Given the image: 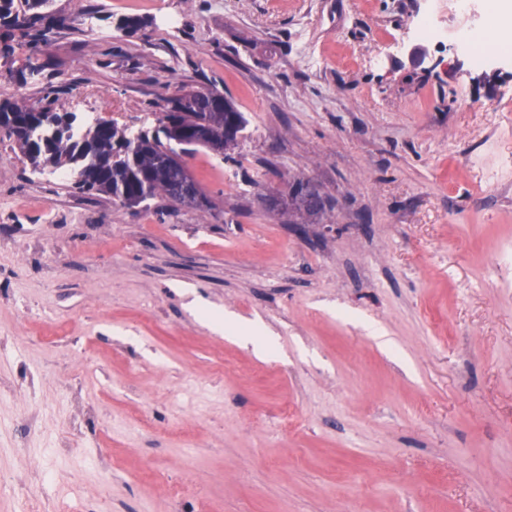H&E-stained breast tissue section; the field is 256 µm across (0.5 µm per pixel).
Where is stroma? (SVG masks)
Returning a JSON list of instances; mask_svg holds the SVG:
<instances>
[{
  "instance_id": "stroma-1",
  "label": "stroma",
  "mask_w": 512,
  "mask_h": 512,
  "mask_svg": "<svg viewBox=\"0 0 512 512\" xmlns=\"http://www.w3.org/2000/svg\"><path fill=\"white\" fill-rule=\"evenodd\" d=\"M427 11L51 0L0 53L59 113L150 132L214 85L247 119L187 157L200 207L0 140V512H512V60L421 43ZM297 179L329 201L298 226L263 203Z\"/></svg>"
}]
</instances>
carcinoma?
<instances>
[{
  "label": "carcinoma",
  "mask_w": 512,
  "mask_h": 512,
  "mask_svg": "<svg viewBox=\"0 0 512 512\" xmlns=\"http://www.w3.org/2000/svg\"><path fill=\"white\" fill-rule=\"evenodd\" d=\"M47 2L0 0V42L16 31L36 45L47 42L50 27L41 24L40 15ZM168 104L151 134L133 137L102 121L77 134L75 115L35 107L18 93L0 99V130L7 131L33 165L69 167L76 173L75 185L84 192L108 195L131 208L157 195L182 205L175 191L186 169L182 155L223 138L226 125L244 129L246 118L228 98L220 106L214 104L210 88L174 96Z\"/></svg>",
  "instance_id": "obj_1"
}]
</instances>
